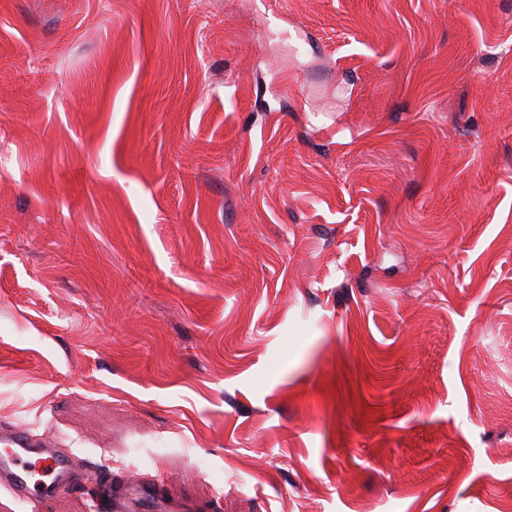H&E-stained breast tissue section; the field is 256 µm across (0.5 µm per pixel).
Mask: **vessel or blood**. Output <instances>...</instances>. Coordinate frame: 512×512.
I'll return each instance as SVG.
<instances>
[{
    "label": "vessel or blood",
    "mask_w": 512,
    "mask_h": 512,
    "mask_svg": "<svg viewBox=\"0 0 512 512\" xmlns=\"http://www.w3.org/2000/svg\"><path fill=\"white\" fill-rule=\"evenodd\" d=\"M42 459L53 473L50 482L35 486L27 479L30 459ZM81 474L71 465L69 452L64 448L43 447L39 435L32 427L10 425L0 428V490L8 491L15 498L30 502L50 497L63 489L76 487ZM157 481L150 474H142L134 485L119 483L103 501L104 512H130L132 505L145 508L154 504Z\"/></svg>",
    "instance_id": "obj_1"
}]
</instances>
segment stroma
<instances>
[{
	"label": "stroma",
	"mask_w": 512,
	"mask_h": 512,
	"mask_svg": "<svg viewBox=\"0 0 512 512\" xmlns=\"http://www.w3.org/2000/svg\"><path fill=\"white\" fill-rule=\"evenodd\" d=\"M14 423L194 512H500L512 0H0Z\"/></svg>",
	"instance_id": "1"
}]
</instances>
